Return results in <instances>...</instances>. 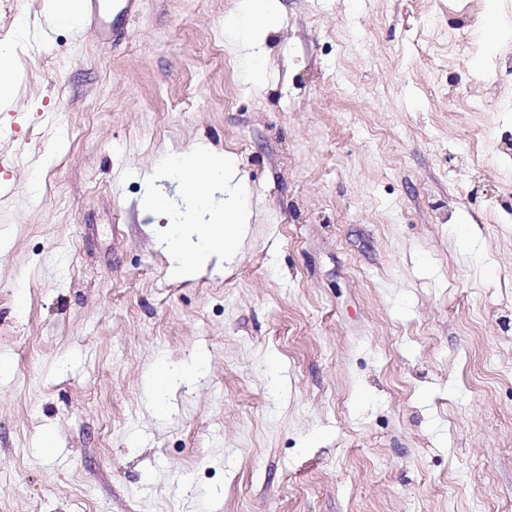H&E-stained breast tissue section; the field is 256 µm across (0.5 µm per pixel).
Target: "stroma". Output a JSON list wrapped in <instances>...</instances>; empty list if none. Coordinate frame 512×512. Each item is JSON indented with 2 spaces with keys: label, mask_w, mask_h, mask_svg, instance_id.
<instances>
[{
  "label": "stroma",
  "mask_w": 512,
  "mask_h": 512,
  "mask_svg": "<svg viewBox=\"0 0 512 512\" xmlns=\"http://www.w3.org/2000/svg\"><path fill=\"white\" fill-rule=\"evenodd\" d=\"M238 2L0 0V512H512V0H268L260 87ZM200 144L251 220L173 279L135 174ZM45 17L52 26L80 29L86 16L84 0H47ZM243 12L240 15L241 20L225 26L226 32L231 39L239 40L247 48H250L256 42V36L259 31V25L253 24V28L246 27L243 23L252 15L258 4L256 0H244ZM20 84L13 52L0 48V112L11 108L18 95ZM195 370L194 364L186 365L179 373H173L168 365L164 362H160L156 367L152 379H150L146 391L149 398L156 402L161 396L162 392L168 389L170 381L176 376L180 378H190Z\"/></svg>",
  "instance_id": "35a3bbf8"
}]
</instances>
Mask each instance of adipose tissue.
<instances>
[{"label": "adipose tissue", "instance_id": "adipose-tissue-1", "mask_svg": "<svg viewBox=\"0 0 512 512\" xmlns=\"http://www.w3.org/2000/svg\"><path fill=\"white\" fill-rule=\"evenodd\" d=\"M167 172L177 173L184 194L209 210L210 221L196 229L178 224L167 198L155 189V183ZM246 178L234 156L202 148L173 151L162 157L155 173L145 178L142 203L153 216L165 219V242L171 255L169 274L176 279L199 278L209 272L212 262H224L246 237L249 218L239 192ZM219 187L224 202L213 207L210 191Z\"/></svg>", "mask_w": 512, "mask_h": 512}]
</instances>
